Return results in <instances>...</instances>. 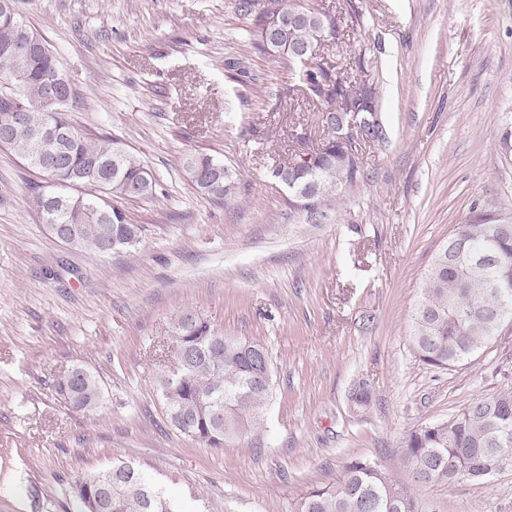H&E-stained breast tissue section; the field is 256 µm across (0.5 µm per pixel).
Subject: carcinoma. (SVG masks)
<instances>
[{"instance_id":"cac0c4a2","label":"carcinoma","mask_w":512,"mask_h":512,"mask_svg":"<svg viewBox=\"0 0 512 512\" xmlns=\"http://www.w3.org/2000/svg\"><path fill=\"white\" fill-rule=\"evenodd\" d=\"M300 0H236L237 12L251 21L253 47L283 64L297 80L310 104L321 112L324 141L317 151L278 165L273 179L288 190V204L303 211L306 223L320 224L335 207L339 192L357 187L366 173L361 158L351 159L357 143L377 144L385 138L379 98L369 84H358L343 65L306 61L294 49L332 42L342 26L356 28L362 14L346 0L343 16L335 18ZM294 15L292 25L274 36L273 13ZM32 28L22 18H0V79L26 76L19 88L0 89V119L14 108H25L18 128L0 146L8 148L50 181V190L35 196L53 235L73 249L101 254L113 247L131 248L140 242V227L112 201L141 199L157 193L158 182L141 159L118 140L106 141L78 131L63 107L54 112L55 127L71 132L65 138L44 131L42 76H64L48 41L37 35L39 49L19 55L11 46ZM196 187L216 201L240 192L237 170L206 153L185 160ZM90 192L66 202L51 194L68 193L63 182ZM492 212L474 213L453 226L435 255L414 304L413 341L420 360L450 369L471 360L512 322V230L500 229ZM169 332L175 356L158 374V389L170 425L208 448L222 449L260 425L273 385L254 382L250 355L242 341L224 337L192 311L172 319ZM56 394L79 411H92L102 400L98 377L84 367L57 381ZM403 456L413 469L414 482L425 486L452 482L459 468L474 473L471 483L482 485L512 462V388L472 400L446 420L423 423L405 439ZM112 480L111 512H190L164 490L155 487L140 469L126 463L89 473L76 482L75 492L87 497L101 480ZM290 512H414L411 488L395 481L374 461L354 457L341 478L331 485L313 486L297 497Z\"/></svg>"}]
</instances>
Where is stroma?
<instances>
[{
  "mask_svg": "<svg viewBox=\"0 0 512 512\" xmlns=\"http://www.w3.org/2000/svg\"><path fill=\"white\" fill-rule=\"evenodd\" d=\"M353 1L362 26L345 48L366 53L358 78L386 138L365 181L309 224L271 168L316 148L319 115L253 52L235 0H18L75 89L71 123L121 141L159 190L118 203L137 247L72 249L32 201L46 177L0 148V512H78L76 482L122 461L190 512H289L354 456L413 486L416 512H512V466L417 488L401 452L422 423L512 387V324L443 370L419 360L412 320L452 226L512 217V0ZM201 151L236 168L237 199L195 186L184 160ZM189 310L273 363L261 429L220 450L174 430L157 387L169 324ZM77 366L101 381L94 411L54 391Z\"/></svg>",
  "mask_w": 512,
  "mask_h": 512,
  "instance_id": "35a3bbf8",
  "label": "stroma"
}]
</instances>
